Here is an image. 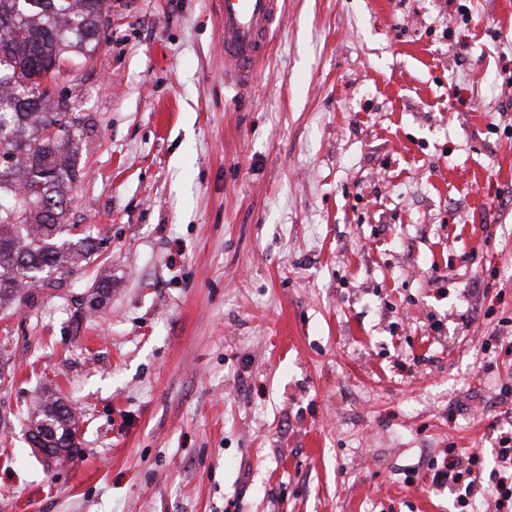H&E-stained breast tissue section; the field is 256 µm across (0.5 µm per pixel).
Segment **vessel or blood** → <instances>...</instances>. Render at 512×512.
Instances as JSON below:
<instances>
[{
	"instance_id": "obj_1",
	"label": "vessel or blood",
	"mask_w": 512,
	"mask_h": 512,
	"mask_svg": "<svg viewBox=\"0 0 512 512\" xmlns=\"http://www.w3.org/2000/svg\"><path fill=\"white\" fill-rule=\"evenodd\" d=\"M278 17V0H221L224 61L231 80L245 85L255 78Z\"/></svg>"
}]
</instances>
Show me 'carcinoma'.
Masks as SVG:
<instances>
[{
	"label": "carcinoma",
	"instance_id": "cac0c4a2",
	"mask_svg": "<svg viewBox=\"0 0 512 512\" xmlns=\"http://www.w3.org/2000/svg\"><path fill=\"white\" fill-rule=\"evenodd\" d=\"M109 0H0V155L22 159L0 166V310L34 300L33 288L62 281L95 260V239L74 232L62 216L81 167L80 126L73 104L53 98L43 80L68 63L66 49L87 60L99 43ZM30 438L50 437L47 458L79 452V420L66 404L46 398L26 416Z\"/></svg>",
	"mask_w": 512,
	"mask_h": 512
}]
</instances>
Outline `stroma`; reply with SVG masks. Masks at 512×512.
I'll use <instances>...</instances> for the list:
<instances>
[{"mask_svg": "<svg viewBox=\"0 0 512 512\" xmlns=\"http://www.w3.org/2000/svg\"><path fill=\"white\" fill-rule=\"evenodd\" d=\"M280 11L243 90L220 0H112L59 76L101 248L0 318V512H455L429 461L512 431V0ZM30 438L38 448H51L50 454L43 452L44 457L52 459L55 463L72 461L79 452L77 434L79 432V420L75 413L59 399H46L40 401L35 410L28 413L25 418ZM51 439L46 444L36 442L38 435L43 430ZM34 431L38 435L34 434ZM40 445L41 447H39Z\"/></svg>", "mask_w": 512, "mask_h": 512, "instance_id": "35a3bbf8", "label": "stroma"}]
</instances>
